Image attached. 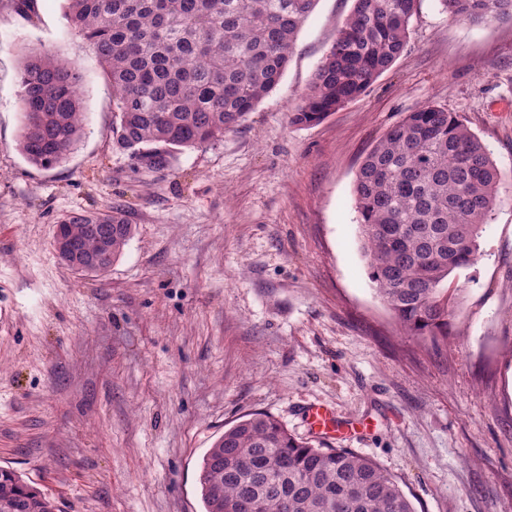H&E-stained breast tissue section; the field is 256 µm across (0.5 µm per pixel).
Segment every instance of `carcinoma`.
<instances>
[{
	"label": "carcinoma",
	"mask_w": 512,
	"mask_h": 512,
	"mask_svg": "<svg viewBox=\"0 0 512 512\" xmlns=\"http://www.w3.org/2000/svg\"><path fill=\"white\" fill-rule=\"evenodd\" d=\"M71 34L112 82L114 146L151 168L170 153L224 137L280 82L317 0H64ZM419 0H354L353 9L290 115L313 125L363 95L402 55ZM452 17L512 22V0H439ZM80 68L31 49L19 71V149L50 169L84 131ZM502 175L482 141L434 104L408 113L364 158L353 185L370 278L407 333L446 336L457 294L448 276L471 266L499 201ZM96 255L90 224L112 226L115 262L133 233L125 210L58 220ZM205 512H414L376 461L316 448L255 413L224 431L200 463ZM57 512L51 498L0 469V509Z\"/></svg>",
	"instance_id": "obj_1"
}]
</instances>
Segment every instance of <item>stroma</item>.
Wrapping results in <instances>:
<instances>
[{
    "label": "stroma",
    "mask_w": 512,
    "mask_h": 512,
    "mask_svg": "<svg viewBox=\"0 0 512 512\" xmlns=\"http://www.w3.org/2000/svg\"><path fill=\"white\" fill-rule=\"evenodd\" d=\"M0 0V467L60 512H204L203 455L253 412L376 460L414 512H512V23L420 0L403 54L312 126L289 117L354 0H318L279 85L240 125L151 168L112 144V86L63 0ZM28 48L77 64L85 133L27 162ZM433 103L504 175L474 265L447 284V338L404 332L361 253L352 194L375 142ZM122 206L133 234L104 274L54 249L75 211ZM358 432L332 438L304 411ZM306 419L312 429L320 430L325 434L328 433H344L345 429L342 424L336 420L331 408L324 405H314L305 410Z\"/></svg>",
    "instance_id": "stroma-1"
}]
</instances>
